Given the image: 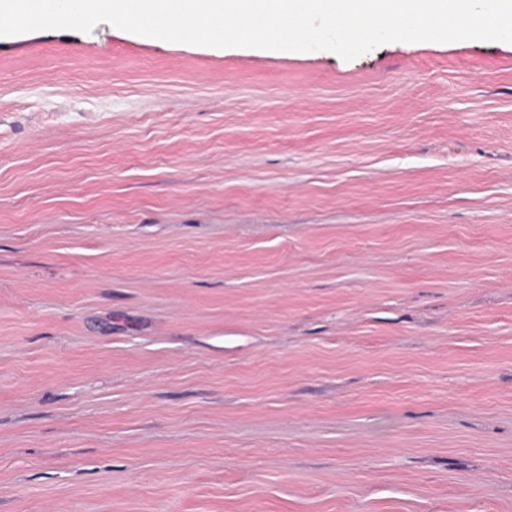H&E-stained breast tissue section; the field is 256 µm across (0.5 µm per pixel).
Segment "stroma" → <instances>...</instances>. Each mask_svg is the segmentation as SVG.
Instances as JSON below:
<instances>
[{"label": "stroma", "mask_w": 512, "mask_h": 512, "mask_svg": "<svg viewBox=\"0 0 512 512\" xmlns=\"http://www.w3.org/2000/svg\"><path fill=\"white\" fill-rule=\"evenodd\" d=\"M0 512H512V43L0 37Z\"/></svg>", "instance_id": "35a3bbf8"}]
</instances>
